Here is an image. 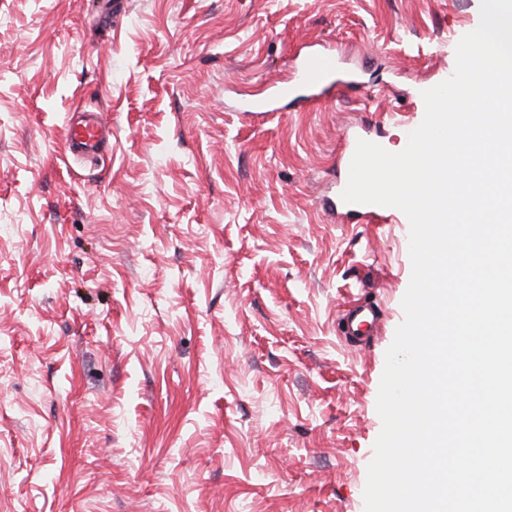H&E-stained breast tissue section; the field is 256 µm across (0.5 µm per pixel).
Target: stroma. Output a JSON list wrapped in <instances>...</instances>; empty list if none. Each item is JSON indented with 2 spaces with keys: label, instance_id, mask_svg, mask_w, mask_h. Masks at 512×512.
I'll return each mask as SVG.
<instances>
[{
  "label": "stroma",
  "instance_id": "1",
  "mask_svg": "<svg viewBox=\"0 0 512 512\" xmlns=\"http://www.w3.org/2000/svg\"><path fill=\"white\" fill-rule=\"evenodd\" d=\"M102 2L0 0V512H365L412 266L324 203L346 141L405 148L480 0ZM328 50L318 106L243 111ZM77 108L100 158H63ZM345 315L348 317L351 328L356 334L360 332L361 328L363 333L368 336H374L379 331L380 321L373 303H365L363 305L353 303L349 305Z\"/></svg>",
  "mask_w": 512,
  "mask_h": 512
}]
</instances>
